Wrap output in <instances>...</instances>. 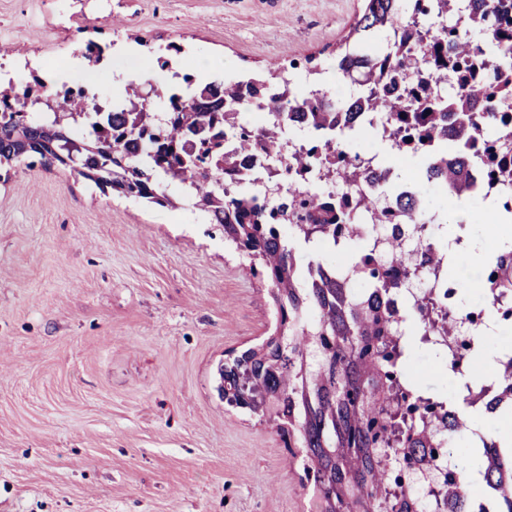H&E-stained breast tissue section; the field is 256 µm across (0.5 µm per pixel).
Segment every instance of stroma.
<instances>
[{
	"instance_id": "35a3bbf8",
	"label": "stroma",
	"mask_w": 512,
	"mask_h": 512,
	"mask_svg": "<svg viewBox=\"0 0 512 512\" xmlns=\"http://www.w3.org/2000/svg\"><path fill=\"white\" fill-rule=\"evenodd\" d=\"M362 0H0V45L72 77L74 30L225 77L341 86L332 51ZM149 205L70 168L0 165V512H315L272 423L228 407L217 368L273 332L267 284L176 184Z\"/></svg>"
}]
</instances>
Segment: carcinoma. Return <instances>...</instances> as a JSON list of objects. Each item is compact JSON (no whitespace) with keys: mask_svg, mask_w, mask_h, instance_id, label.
I'll return each mask as SVG.
<instances>
[{"mask_svg":"<svg viewBox=\"0 0 512 512\" xmlns=\"http://www.w3.org/2000/svg\"><path fill=\"white\" fill-rule=\"evenodd\" d=\"M467 29H457L462 0H409L408 10L435 31L424 48L404 28L400 0H362L361 12L336 46V74L347 79V61L364 65L363 102L354 108L376 112L391 130L416 147L432 148L437 178L428 181L450 197L475 198L465 184L468 164L487 160L489 174L512 176V0H469ZM446 77L455 89L445 93L421 79ZM274 77L254 73L240 79L195 84L182 97L155 90L152 106L164 107L157 126L136 123L130 112H114L106 131L77 138L73 127L87 116L91 100L44 95L49 113L37 122L27 112H0V165L36 158L41 165H62L56 151L65 142L83 145L80 175L112 191L166 207L172 205L159 178L180 186L211 223L224 228V241L250 259L253 275L271 288L278 325L261 348L219 368L224 401L276 425L285 443L300 452L306 476L317 494V512H394L382 497L386 467L410 444L427 439L419 418H398L400 393H417L408 377V337L423 336L422 308L393 320L376 301L377 290L396 284L366 278L361 264L335 263L349 278L341 288L325 279L315 285L309 274L321 261L302 267L293 243L338 246L335 226L355 223L365 212L379 224L389 213L369 194L336 202L296 194L288 202L260 198L246 186L224 188L237 179L241 157L259 148L278 155L282 143L272 129L241 125L242 114L257 110L279 119L294 112L319 132L336 127L343 98L318 84L289 95L273 90ZM237 143L224 150L226 129ZM370 129L356 128L350 138L313 142L288 157V167L317 172L341 183L364 177L366 153L351 138ZM288 224L279 238L276 225ZM496 271L493 290L512 291V249L489 261ZM397 368V379L386 375ZM470 429L459 414L449 444L461 455L463 493L474 483L467 454L458 442ZM479 482L512 484V451L491 437L481 438Z\"/></svg>","mask_w":512,"mask_h":512,"instance_id":"cac0c4a2","label":"carcinoma"}]
</instances>
